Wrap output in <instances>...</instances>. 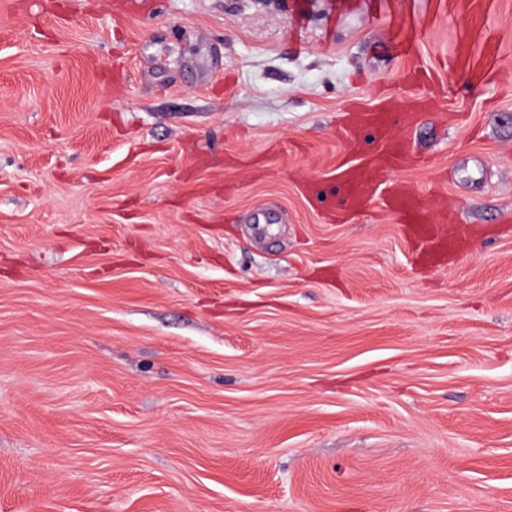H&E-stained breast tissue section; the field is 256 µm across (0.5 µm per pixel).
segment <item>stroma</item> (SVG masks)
<instances>
[{
	"instance_id": "obj_1",
	"label": "stroma",
	"mask_w": 512,
	"mask_h": 512,
	"mask_svg": "<svg viewBox=\"0 0 512 512\" xmlns=\"http://www.w3.org/2000/svg\"><path fill=\"white\" fill-rule=\"evenodd\" d=\"M0 512H512V0H0ZM432 97H420L411 106L403 105L391 97L381 99L370 109L353 107L345 112L340 120V129L346 136H353L361 130L371 131L380 150L362 155L356 162L348 164L339 173V181L344 193L341 209L362 207L379 199L381 206L395 215L401 224L408 227L426 244V254L431 258L447 256L453 248L448 237L447 214L455 203L444 199L441 209L444 219L438 222L427 220L421 202L410 185L404 181H387L379 178L386 170H398L413 162V155L406 144L392 137L396 127L410 128L417 123L420 112L431 109ZM426 224H438L427 226Z\"/></svg>"
}]
</instances>
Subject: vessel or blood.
<instances>
[{
    "label": "vessel or blood",
    "mask_w": 512,
    "mask_h": 512,
    "mask_svg": "<svg viewBox=\"0 0 512 512\" xmlns=\"http://www.w3.org/2000/svg\"><path fill=\"white\" fill-rule=\"evenodd\" d=\"M433 98H418L412 105H403L393 98L381 99L376 107H354L345 112L340 120L344 135L352 136L362 130L371 131L380 145L378 152L361 156L339 173L344 193V208L353 209L379 200L382 207L395 215L426 244L428 256L447 255L453 243L445 223L428 224L421 202L410 185L402 181L380 179V172L403 168L412 162L413 156L406 144L393 138L396 127L410 128L416 124L421 112L431 109Z\"/></svg>",
    "instance_id": "b4317fda"
}]
</instances>
